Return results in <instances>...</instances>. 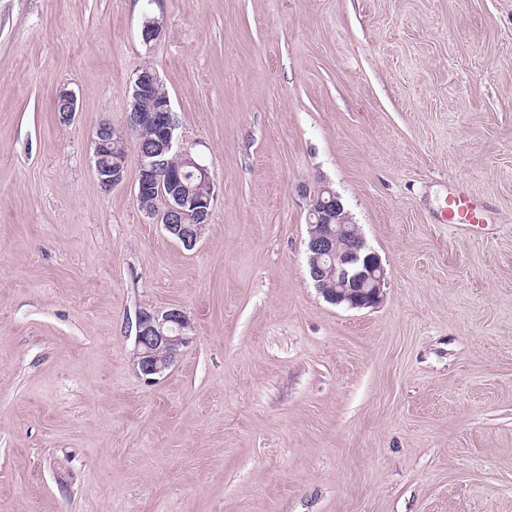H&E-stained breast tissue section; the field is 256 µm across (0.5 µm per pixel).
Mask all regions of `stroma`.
<instances>
[{
	"mask_svg": "<svg viewBox=\"0 0 512 512\" xmlns=\"http://www.w3.org/2000/svg\"><path fill=\"white\" fill-rule=\"evenodd\" d=\"M145 65L215 185L190 250L93 169ZM323 186L376 307L308 276ZM0 512H512V0H0ZM443 212L450 224H485L484 211L467 187L462 186L448 194ZM134 341L140 372L146 379L161 375L190 340L192 323L179 308L139 310L135 315Z\"/></svg>",
	"mask_w": 512,
	"mask_h": 512,
	"instance_id": "obj_1",
	"label": "stroma"
}]
</instances>
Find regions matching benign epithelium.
<instances>
[{"instance_id":"obj_1","label":"benign epithelium","mask_w":512,"mask_h":512,"mask_svg":"<svg viewBox=\"0 0 512 512\" xmlns=\"http://www.w3.org/2000/svg\"><path fill=\"white\" fill-rule=\"evenodd\" d=\"M159 78L139 74L133 84L127 127L160 126V137L150 147L137 151L136 198L140 208L157 218L166 232L190 249L207 223L214 199L208 170L175 139L176 117L169 98L154 95ZM96 177L106 189L120 185L128 166L127 139L108 120L101 121L92 140ZM182 156L197 180L191 186L175 176L168 155ZM165 196V205L153 207L154 191ZM309 210L307 268L315 284L334 281L323 289L325 299L349 309L377 306L383 298L387 276L379 256L371 251L357 225L351 223L340 197L327 187L313 195ZM134 341L140 356V372L148 379L162 374L190 340L191 319L179 308L143 309L136 313Z\"/></svg>"}]
</instances>
